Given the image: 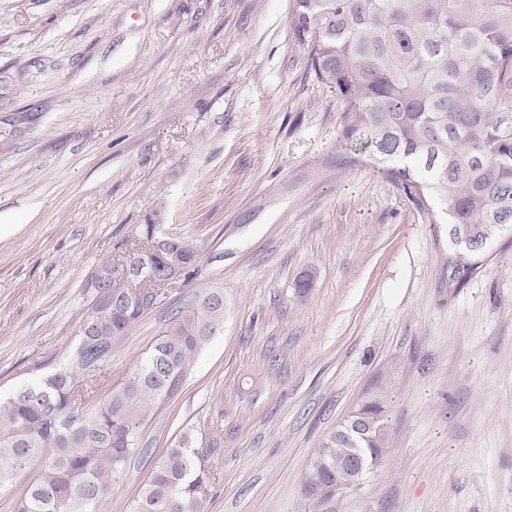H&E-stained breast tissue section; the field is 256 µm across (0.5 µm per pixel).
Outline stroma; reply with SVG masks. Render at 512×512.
Listing matches in <instances>:
<instances>
[{
  "instance_id": "35a3bbf8",
  "label": "stroma",
  "mask_w": 512,
  "mask_h": 512,
  "mask_svg": "<svg viewBox=\"0 0 512 512\" xmlns=\"http://www.w3.org/2000/svg\"><path fill=\"white\" fill-rule=\"evenodd\" d=\"M291 5L0 0V396L64 365L91 272L162 224L199 272L130 330L100 392L178 303L221 291L224 326L101 512H130L187 431L216 474L208 512H304L321 437L377 393L386 455L337 512H512V248L449 294L445 214L337 158L343 108Z\"/></svg>"
}]
</instances>
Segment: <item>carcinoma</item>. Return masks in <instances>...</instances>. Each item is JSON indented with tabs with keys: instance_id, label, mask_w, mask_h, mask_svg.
Here are the masks:
<instances>
[{
	"instance_id": "1",
	"label": "carcinoma",
	"mask_w": 512,
	"mask_h": 512,
	"mask_svg": "<svg viewBox=\"0 0 512 512\" xmlns=\"http://www.w3.org/2000/svg\"><path fill=\"white\" fill-rule=\"evenodd\" d=\"M293 37L315 79L343 106L336 154L374 163L418 203L448 216L442 278L463 288L512 228V0H293ZM476 247L460 256L453 236ZM167 239L159 247L156 238ZM135 269L157 276L198 272L193 240L139 224L119 245ZM107 258L88 277L89 301L67 364L0 400V489L34 461L38 476L15 512H99L138 450L143 426L183 385L195 356L224 324L216 292L179 307L132 374L98 397L112 351L167 295L141 299ZM390 408L375 394L320 440L300 488L305 512H336L326 489L361 483L383 458ZM364 460L351 473L354 456ZM213 473L192 447L173 441L142 485L131 512H206Z\"/></svg>"
}]
</instances>
